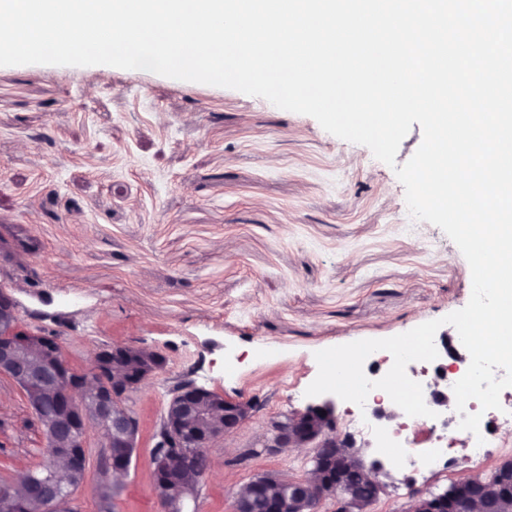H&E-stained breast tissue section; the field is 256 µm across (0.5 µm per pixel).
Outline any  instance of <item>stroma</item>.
<instances>
[{
    "instance_id": "stroma-1",
    "label": "stroma",
    "mask_w": 512,
    "mask_h": 512,
    "mask_svg": "<svg viewBox=\"0 0 512 512\" xmlns=\"http://www.w3.org/2000/svg\"><path fill=\"white\" fill-rule=\"evenodd\" d=\"M0 284L25 325L59 333L72 367L102 348L166 360L132 402L141 446L112 512H164L150 437L166 390L188 378L261 409L212 459L197 512H231L240 485L304 477L305 454L247 457L265 419L305 408L315 352L382 339L463 308L470 267L438 227L410 217L392 167L316 119L240 91L99 66H0ZM42 428L0 375V485L35 468ZM78 512H98L101 435H88ZM464 440L437 472L373 445L400 512L470 474Z\"/></svg>"
}]
</instances>
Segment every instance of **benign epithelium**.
<instances>
[{
  "mask_svg": "<svg viewBox=\"0 0 512 512\" xmlns=\"http://www.w3.org/2000/svg\"><path fill=\"white\" fill-rule=\"evenodd\" d=\"M11 298L0 285V374L12 379L33 412L45 415V436L53 449L52 463L41 474L29 472L21 484L0 489V512H27L38 503L41 512H77L75 495L87 476V438L97 429L106 441L98 482L111 486L117 474L130 470L139 448L141 421L128 402L165 367V358L148 348L113 345L99 350L85 369L75 370L62 355L54 331L25 330ZM137 355L139 371L124 370L125 358ZM260 406L183 380L169 392L163 414L152 435L150 460L154 488L166 512H186L196 502L201 482L171 487L184 473L205 475L210 467L209 448L214 440L233 434ZM326 415H321V412ZM255 455H276L286 448H301L312 468L304 479L271 474L254 477L235 498L233 512H317L330 500L332 512H373L388 494L382 480L384 464L366 463L362 449L371 441L339 428L335 404L330 400L290 409L264 421ZM65 466L67 482L59 480L57 464ZM358 468L376 488L372 497L361 495L347 477ZM399 512H512V457L496 465V478H458L439 493L417 492Z\"/></svg>",
  "mask_w": 512,
  "mask_h": 512,
  "instance_id": "benign-epithelium-1",
  "label": "benign epithelium"
}]
</instances>
